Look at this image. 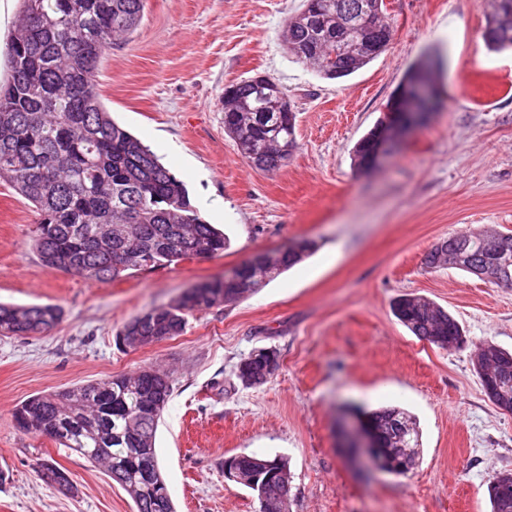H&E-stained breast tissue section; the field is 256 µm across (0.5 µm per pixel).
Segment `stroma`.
I'll use <instances>...</instances> for the list:
<instances>
[{
	"label": "stroma",
	"instance_id": "obj_1",
	"mask_svg": "<svg viewBox=\"0 0 512 512\" xmlns=\"http://www.w3.org/2000/svg\"><path fill=\"white\" fill-rule=\"evenodd\" d=\"M301 0H147L142 23L98 73L101 99L184 182L223 254L91 281L43 266L35 209L0 182V302L54 304L35 336L0 335V512H135L100 467L17 427L38 393L152 367L173 394L156 451L176 512H258L224 476L225 458L287 459L289 512H490L486 482L512 471V414L487 398L471 356L490 340L512 350V290L459 269L426 270L439 239L487 225L512 230V51L483 38L488 0H389L388 49L354 74L317 76L289 58L283 21ZM430 68L438 104L375 171L356 143L412 68ZM274 78L297 115L298 146L273 173L251 168L224 131V88ZM308 238L317 249L258 293L187 316L182 335L121 348L117 331L256 253ZM417 293L448 310L467 344L446 351L413 336L392 300ZM261 348L278 371L242 387L235 369ZM399 406L422 453L403 476L364 467L341 446L350 414ZM76 492L39 480V459Z\"/></svg>",
	"mask_w": 512,
	"mask_h": 512
}]
</instances>
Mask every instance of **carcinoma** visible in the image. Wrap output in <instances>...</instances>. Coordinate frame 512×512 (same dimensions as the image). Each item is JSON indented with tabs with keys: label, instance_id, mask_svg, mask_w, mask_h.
Listing matches in <instances>:
<instances>
[{
	"label": "carcinoma",
	"instance_id": "1",
	"mask_svg": "<svg viewBox=\"0 0 512 512\" xmlns=\"http://www.w3.org/2000/svg\"><path fill=\"white\" fill-rule=\"evenodd\" d=\"M19 22L9 36V76L0 84V179L32 204L39 219L32 241L49 269L87 280H113L127 270L151 269L186 258L224 252L228 238L206 223L184 183L153 151L115 122L100 100L96 74L118 38L140 25L146 0H19ZM484 39L494 50L512 48V0H490ZM386 0H303L284 22L288 56L327 79L353 74L384 52L393 38ZM278 83L254 77L224 88V131L255 169L278 170L296 149V115L283 112ZM382 122L357 143L354 166L372 168L378 144L396 142ZM315 247L300 240L262 252L224 277L202 283L166 307L140 314L117 336L129 345L153 336H178L186 316L219 303H236L302 261ZM427 269L447 266L512 290V232L481 227L438 240L426 253ZM393 315L414 336L443 350L465 343L458 321L430 299L402 294ZM62 310L50 305L0 303V335L32 336L52 329ZM485 394L512 412V352L482 342L472 357ZM279 369V355L260 349L240 361L236 377L246 388L267 382ZM173 388L163 373L140 370L110 380L40 393L17 406L30 431L58 438V444L90 463H107L108 475L132 497L136 512H174L161 472L155 436ZM381 445L410 451L409 464L388 472L405 475L420 459L417 424L405 410L385 407L369 413ZM37 477L64 495L75 493L67 472L42 459ZM491 512H512V472L486 482Z\"/></svg>",
	"mask_w": 512,
	"mask_h": 512
}]
</instances>
